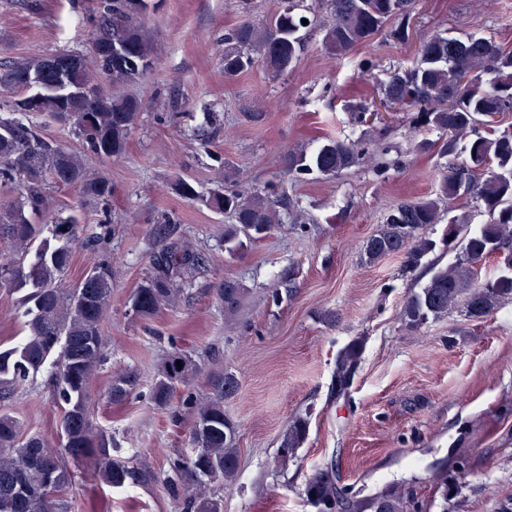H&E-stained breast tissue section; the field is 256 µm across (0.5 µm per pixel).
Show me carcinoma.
<instances>
[{"instance_id": "obj_1", "label": "carcinoma", "mask_w": 512, "mask_h": 512, "mask_svg": "<svg viewBox=\"0 0 512 512\" xmlns=\"http://www.w3.org/2000/svg\"><path fill=\"white\" fill-rule=\"evenodd\" d=\"M304 0H277L267 18H249L224 31V78L233 79L255 65L278 76L292 70L304 53L301 30L308 19L323 33L325 47L340 53L371 41L387 25L398 40L408 38L414 0H326V15L307 18ZM153 0H99L98 17L90 33V46L112 45V54L93 56V67L83 55L59 52L0 66V92L11 95L8 106L23 111L29 99L35 111L57 116L82 141L86 152L107 159L126 154L128 139L140 122L145 103L140 97L102 89L138 83L153 71L157 60L146 19ZM383 99L413 113L411 132L432 128L445 138L438 155L464 158L452 162L433 197L404 200L391 208L383 224L360 248L361 259L375 264L390 255L404 256L413 271L436 241L424 230L442 221L445 210L463 195H471L489 220L472 232L463 216L448 219L445 241L457 250L453 263L436 269L420 291L411 294L402 309L407 327L416 329L429 317H442L466 296L465 316L480 321L512 300V276L479 279L486 259L500 249L512 248V126L500 116L512 113V50L495 38L437 33L420 43L410 69L393 74L383 87ZM478 127L484 134L472 136ZM463 148H458L460 141ZM369 154L359 141L329 139L309 152L288 150L285 173L303 180L318 173L335 176L357 166ZM76 188L93 201L112 197L110 182L94 173L85 152L52 146L38 129L18 120L0 118V282L6 288L28 286L25 295L23 339L0 348V397L49 365L55 403L60 411L64 442L57 448L42 437L28 435L21 422L0 407V512H65L67 497L84 465L93 467L98 482L109 488L144 485L157 480L151 465L131 466L112 458L111 438L97 428L89 413L88 389L105 361L102 324L112 301V261L93 264L72 287L61 282L72 264L77 220L57 218L40 224L33 216L49 209L46 182ZM179 197L203 203L224 215V242L244 237L254 242L270 233L284 218L302 219L287 205L278 186L260 193L236 184L235 173L224 169V184L208 193L195 182L177 176L169 184ZM34 253L29 264L21 262ZM204 259L183 242H172L155 258L148 274L130 299L137 319L153 317L164 307L176 306L192 287L193 274ZM242 288L232 280L217 289L224 311L235 314ZM365 340L352 339L336 355V395L343 396L358 372ZM182 368H177L176 361ZM197 374L194 361L177 346L165 356L150 399L162 410L174 409L191 418L190 440L194 453L171 462L166 483L176 489L187 478L195 486L188 501L192 512H223V500L210 491L216 480L232 486L238 477L237 427L224 413V401L240 387L237 376L226 370L214 375L210 393L199 398L188 391L174 407L178 390L187 388ZM135 376L115 371L105 386L109 403L125 402ZM309 420H291L281 436L280 464L288 466L307 438ZM304 494L319 512H405L401 493L387 490L363 506L347 498L333 469L316 472Z\"/></svg>"}]
</instances>
